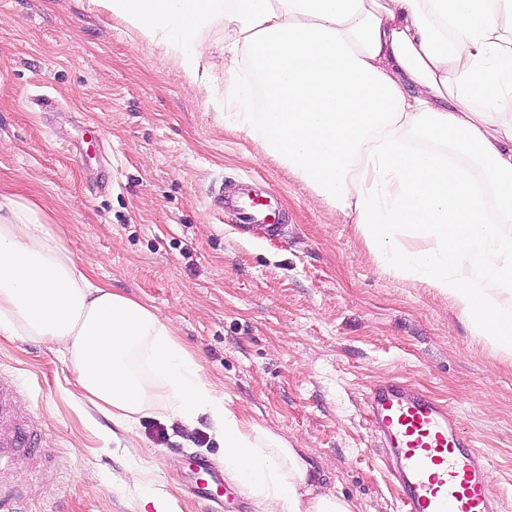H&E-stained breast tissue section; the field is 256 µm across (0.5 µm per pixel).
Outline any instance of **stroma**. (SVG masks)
<instances>
[{
	"label": "stroma",
	"mask_w": 512,
	"mask_h": 512,
	"mask_svg": "<svg viewBox=\"0 0 512 512\" xmlns=\"http://www.w3.org/2000/svg\"><path fill=\"white\" fill-rule=\"evenodd\" d=\"M207 43L219 101L222 26ZM41 95L54 112L35 105ZM212 101L91 0H0V192L46 206L80 268L171 319L216 395L298 441L357 512H401L389 450L365 416L370 386L387 378L448 407L512 512V356L435 289L385 272L344 216ZM90 123L102 140L84 142ZM220 180L273 192L281 230L217 213ZM0 376L41 427L26 462L0 469L26 512H144L148 490L177 512H258L238 491L198 498L190 459L224 468L209 415L188 432L159 406L118 428L75 401L77 376L55 346L23 336L0 334Z\"/></svg>",
	"instance_id": "35a3bbf8"
}]
</instances>
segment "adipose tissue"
Returning <instances> with one entry per match:
<instances>
[{
  "label": "adipose tissue",
  "instance_id": "adipose-tissue-1",
  "mask_svg": "<svg viewBox=\"0 0 512 512\" xmlns=\"http://www.w3.org/2000/svg\"><path fill=\"white\" fill-rule=\"evenodd\" d=\"M93 2L198 93L200 38L223 23L226 101L261 149L382 268L436 288L512 354V0ZM51 222L0 194V333L54 344L78 401L117 426L159 404L188 431L211 414L225 471L261 512H356L292 442L215 396L170 319L80 271Z\"/></svg>",
  "mask_w": 512,
  "mask_h": 512
}]
</instances>
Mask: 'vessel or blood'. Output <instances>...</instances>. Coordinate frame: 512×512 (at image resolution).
<instances>
[{
    "label": "vessel or blood",
    "instance_id": "1",
    "mask_svg": "<svg viewBox=\"0 0 512 512\" xmlns=\"http://www.w3.org/2000/svg\"><path fill=\"white\" fill-rule=\"evenodd\" d=\"M214 206L231 205L242 224L278 226L280 210L251 197L244 189L219 186L211 193ZM366 416L382 435L392 458L402 512H501L488 481L486 457L475 443L459 432L446 406L421 389L393 379L374 385ZM38 427L21 420L12 391L0 382V466L18 462L19 450ZM197 489L210 499L223 479L206 459H195Z\"/></svg>",
    "mask_w": 512,
    "mask_h": 512
}]
</instances>
